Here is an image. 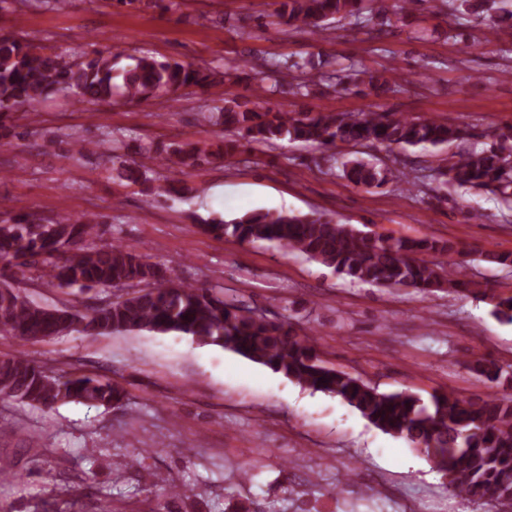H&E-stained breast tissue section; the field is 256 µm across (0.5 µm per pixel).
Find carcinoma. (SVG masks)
Returning a JSON list of instances; mask_svg holds the SVG:
<instances>
[{
  "instance_id": "cac0c4a2",
  "label": "carcinoma",
  "mask_w": 512,
  "mask_h": 512,
  "mask_svg": "<svg viewBox=\"0 0 512 512\" xmlns=\"http://www.w3.org/2000/svg\"><path fill=\"white\" fill-rule=\"evenodd\" d=\"M275 33L308 27L316 33L331 22L360 25L363 14L388 9V0H281ZM314 72L296 62L277 61L258 72L254 88L258 99L274 94L308 96L334 89L380 96L401 85L393 77L367 74L363 86H351L331 63ZM121 77V84L114 83ZM213 71L177 61H159L151 55L134 67L116 73L115 57L98 51L89 57L75 51L35 46L23 35H0V112H33L51 94L69 92L73 100L95 104L110 100L115 91L126 100L142 101L160 92L167 95L213 83ZM224 133L215 145L186 141L170 144L159 153L146 151L140 161L123 166L122 174L137 181L156 166L183 170L238 155L287 139L333 147L338 143L387 146L449 145L470 136L445 121H416L398 112L368 111L312 113L273 111L236 98L224 100L220 110ZM488 149L467 150L451 157L447 181L460 188L484 189L501 197L512 209V126L492 134ZM352 184L380 188L394 173L378 160L354 157L342 163ZM217 236L242 242L266 241L306 255L354 281L380 288L481 292L478 282L461 278L428 260L431 255L457 252L450 240L404 238L357 230L321 216L282 211H253L217 224L203 225ZM98 225L69 218L44 224L35 215L17 213L0 220V261L16 274L30 268L41 271L46 283L79 291L144 283L148 288L112 302L82 310L73 306H43L0 281V334L23 342L42 341L67 332L107 335L112 332L180 333L205 345H216L283 374L305 389L340 397L370 424L405 436L413 448L434 461L458 493L487 502L512 505V401L487 395L462 399L453 394L432 396L425 405L414 394L384 393L346 372L325 366L311 339L296 333L286 320H271L253 309L208 288L173 281L157 263L148 262L135 248L114 244L97 248L89 239ZM493 313L512 322V295L500 296ZM485 383L500 382L502 369L494 362L476 368ZM0 397L51 407L81 402L110 406L120 402L123 390L88 376L62 379L48 374L22 355L0 358Z\"/></svg>"
}]
</instances>
